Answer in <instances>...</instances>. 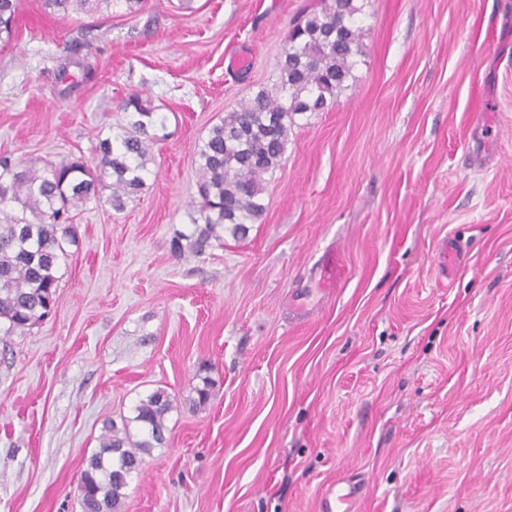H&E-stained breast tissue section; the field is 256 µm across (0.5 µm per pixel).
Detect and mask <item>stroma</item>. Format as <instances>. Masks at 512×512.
<instances>
[{"label":"stroma","mask_w":512,"mask_h":512,"mask_svg":"<svg viewBox=\"0 0 512 512\" xmlns=\"http://www.w3.org/2000/svg\"><path fill=\"white\" fill-rule=\"evenodd\" d=\"M312 2L64 17L21 0L0 155L93 159L132 93L167 123L124 211H78L53 317L0 336V512H81L104 423L159 387L168 442L121 512H320L344 479L363 486L357 512H512V0H365L353 77L292 127L248 236L171 251L193 229L198 144L276 84ZM446 239L461 249L444 261Z\"/></svg>","instance_id":"35a3bbf8"}]
</instances>
